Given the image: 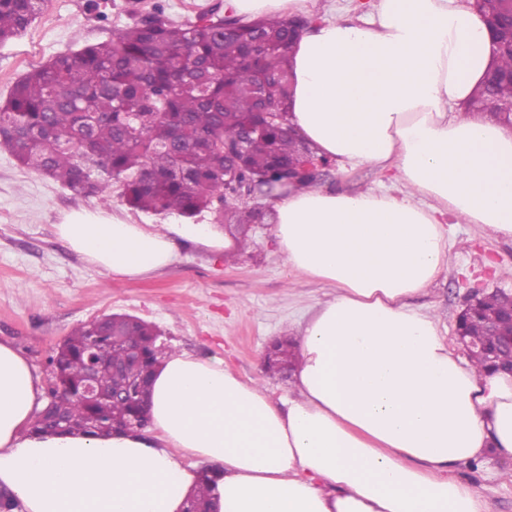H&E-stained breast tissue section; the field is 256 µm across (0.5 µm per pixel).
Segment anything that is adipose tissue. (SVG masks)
<instances>
[{
	"instance_id": "adipose-tissue-1",
	"label": "adipose tissue",
	"mask_w": 512,
	"mask_h": 512,
	"mask_svg": "<svg viewBox=\"0 0 512 512\" xmlns=\"http://www.w3.org/2000/svg\"><path fill=\"white\" fill-rule=\"evenodd\" d=\"M316 0H227L234 15H304L289 123L342 172L372 166L395 191L281 190L274 235L289 270L334 286L300 324L286 400L219 359L169 351L152 426L32 435L42 385L0 342V489L23 512H184L196 460L218 476L216 512H490L456 468L512 458V376L486 375L415 307L448 265L446 217L512 239V129L462 106L490 41L472 0H372L362 15ZM116 275L167 266L177 241L239 244L209 224L113 217L58 227Z\"/></svg>"
}]
</instances>
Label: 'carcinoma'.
Wrapping results in <instances>:
<instances>
[{"label":"carcinoma","mask_w":512,"mask_h":512,"mask_svg":"<svg viewBox=\"0 0 512 512\" xmlns=\"http://www.w3.org/2000/svg\"><path fill=\"white\" fill-rule=\"evenodd\" d=\"M39 7L40 0H0V43L24 30ZM228 20L210 11L173 24L157 6L110 40L55 55L0 102V147L78 195H110L116 187L131 207L154 215L193 220L211 210L220 224L259 222L257 209L228 201L224 190L234 193L257 176L268 177L263 186L271 190L279 170L300 166L309 150L284 134L283 124L265 119L252 92L256 73L272 77L270 111L287 120L294 38L287 21L267 18L226 37ZM259 33L267 46L254 60L250 45ZM505 100H512V83H485L465 113L496 114ZM247 124L262 130L244 141ZM240 142L243 151L224 154V146ZM483 307L507 310L512 295L492 292ZM114 333L141 346L154 365L166 351L155 326L127 314L76 327L50 357L58 375L49 393L67 432L110 435L148 424L145 398L112 402L98 415L79 394L91 337L107 345ZM96 381L105 394L128 385L112 371V359L101 364ZM186 512H210L207 485Z\"/></svg>","instance_id":"cac0c4a2"}]
</instances>
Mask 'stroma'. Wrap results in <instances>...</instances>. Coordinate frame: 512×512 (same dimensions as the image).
<instances>
[{"instance_id": "1", "label": "stroma", "mask_w": 512, "mask_h": 512, "mask_svg": "<svg viewBox=\"0 0 512 512\" xmlns=\"http://www.w3.org/2000/svg\"><path fill=\"white\" fill-rule=\"evenodd\" d=\"M158 4L177 22L224 10V0H44L26 30L0 44V100L33 67L60 52L110 39L129 18ZM77 213L107 220L119 216L134 224L157 221L116 194H74L0 149V338L11 341L42 379H49V357L74 327L126 313L158 326L166 346L223 359L241 378L263 377L273 400L287 397V378L264 372V347L303 322L333 290L289 274L272 222L254 227L250 247L236 261L181 241L169 266L128 278L108 273L64 244L58 226ZM447 230L450 264L413 304L437 309L440 333L450 341L469 290L512 292V277L494 273L495 267H512V240L491 237L476 224L451 223ZM510 470L511 458L491 452L459 473L489 500L492 512H512Z\"/></svg>"}]
</instances>
